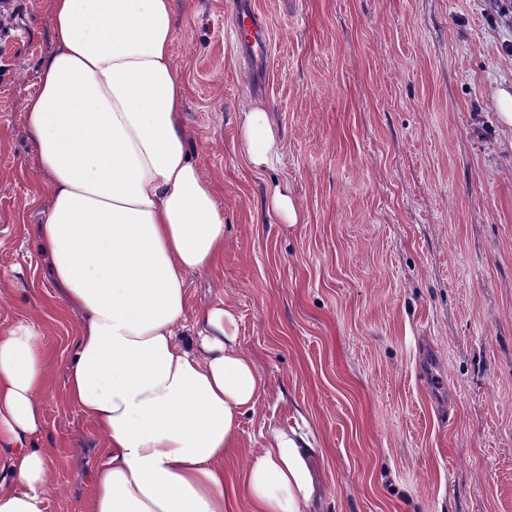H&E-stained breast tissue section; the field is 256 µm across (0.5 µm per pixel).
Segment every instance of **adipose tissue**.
Instances as JSON below:
<instances>
[{"label": "adipose tissue", "instance_id": "obj_1", "mask_svg": "<svg viewBox=\"0 0 512 512\" xmlns=\"http://www.w3.org/2000/svg\"><path fill=\"white\" fill-rule=\"evenodd\" d=\"M175 0H51L53 50L25 123L44 191L33 234L76 321L64 395L104 463L88 512H311L305 450L273 429L235 480L224 461L270 384L231 306L190 310L187 276L224 256V211L190 148L172 62ZM256 172L286 142L265 109L237 122ZM53 353L37 319L0 336V512H45L55 445L38 446Z\"/></svg>", "mask_w": 512, "mask_h": 512}]
</instances>
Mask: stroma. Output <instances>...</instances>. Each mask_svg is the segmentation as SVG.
<instances>
[{
    "instance_id": "1",
    "label": "stroma",
    "mask_w": 512,
    "mask_h": 512,
    "mask_svg": "<svg viewBox=\"0 0 512 512\" xmlns=\"http://www.w3.org/2000/svg\"><path fill=\"white\" fill-rule=\"evenodd\" d=\"M239 0H176L172 60L192 152L224 209V257L187 277L193 307L230 305L270 390L237 429L247 449L297 426L316 448L315 512H512V22L490 0H251L267 23L265 93L227 30ZM0 41V334L44 323L54 442L46 512H87L103 457L64 399L74 323L56 320L30 231L38 162L24 122L53 49L49 0ZM265 108L287 148L258 175L237 114ZM304 214L282 224L266 182Z\"/></svg>"
}]
</instances>
